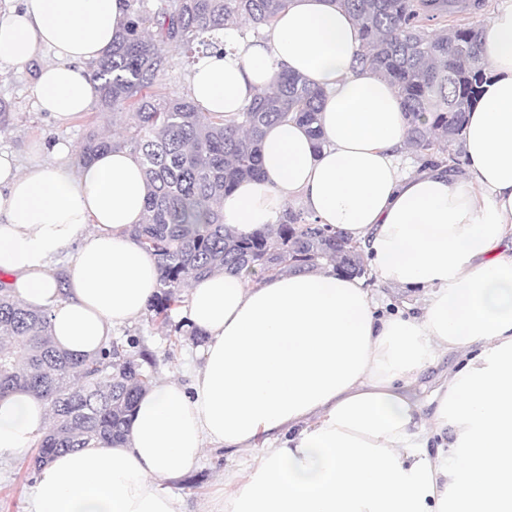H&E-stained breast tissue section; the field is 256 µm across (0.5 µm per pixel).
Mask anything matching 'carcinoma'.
<instances>
[{
	"label": "carcinoma",
	"mask_w": 512,
	"mask_h": 512,
	"mask_svg": "<svg viewBox=\"0 0 512 512\" xmlns=\"http://www.w3.org/2000/svg\"><path fill=\"white\" fill-rule=\"evenodd\" d=\"M359 28L363 51L356 65L385 75L396 87L407 118L406 143L424 161L459 172L466 112L477 103L487 69L485 27L464 23L442 34L426 23L482 14L485 0H336ZM288 0H158L146 10L132 0L120 37L92 65L99 83L97 108H129L135 122L116 141L90 132L80 151L87 164L99 154L126 149L142 168L146 223L132 230L135 243L160 270L149 305L171 325L185 303L180 288L214 271L269 276L315 269L363 276L361 246L288 211L272 232L236 233L217 202L244 179L261 176V144L268 127L297 122L320 138L321 90L298 74L282 73L274 89L226 118L201 111L187 96L159 98L149 89L173 56L194 66L224 48V29L250 22L270 26ZM113 341L96 357H76L54 342L49 312L23 306L0 280V395L24 391L46 402L50 429L35 442L30 469L58 454L126 443L136 403L154 378L155 359L144 348Z\"/></svg>",
	"instance_id": "carcinoma-1"
}]
</instances>
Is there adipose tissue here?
Wrapping results in <instances>:
<instances>
[{"label": "adipose tissue", "instance_id": "adipose-tissue-1", "mask_svg": "<svg viewBox=\"0 0 512 512\" xmlns=\"http://www.w3.org/2000/svg\"><path fill=\"white\" fill-rule=\"evenodd\" d=\"M128 14L129 0H14L0 13V60L34 68L37 108L65 124L97 101L91 66ZM358 48L334 0H289L262 37L225 29L188 93L229 116L282 71L321 88V138L295 122L267 128L263 174L225 195L224 222L251 234L301 205L361 243L379 284L420 290L422 305L382 312L363 280L331 265L256 285L222 272L191 281L187 318L205 341L189 383L155 378L126 446L54 457L30 512H181L162 483L210 447L230 456L204 512H512V0L486 27L491 79L466 114L459 176L402 168L400 98L354 66ZM36 151L43 161L24 166L0 149V280L49 312L59 348L94 355L157 291V265L131 238L143 173L125 150L80 166L71 142ZM49 423L33 395L1 396L0 456Z\"/></svg>", "mask_w": 512, "mask_h": 512}]
</instances>
